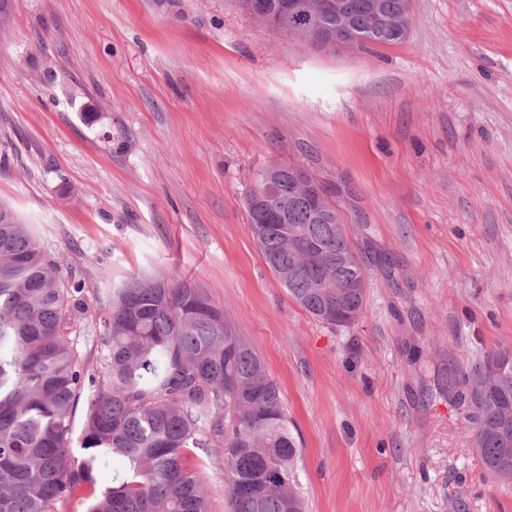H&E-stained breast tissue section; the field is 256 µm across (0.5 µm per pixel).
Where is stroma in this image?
Masks as SVG:
<instances>
[{
  "label": "stroma",
  "mask_w": 512,
  "mask_h": 512,
  "mask_svg": "<svg viewBox=\"0 0 512 512\" xmlns=\"http://www.w3.org/2000/svg\"><path fill=\"white\" fill-rule=\"evenodd\" d=\"M405 41L317 51L233 0H11L0 202L85 284L74 346L133 276L189 280L263 361L306 512H512L443 385L512 350V0H411ZM335 191L365 259L359 320L310 317L243 197L271 164ZM229 512L224 450H196Z\"/></svg>",
  "instance_id": "1"
}]
</instances>
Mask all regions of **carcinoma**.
I'll return each mask as SVG.
<instances>
[{
    "label": "carcinoma",
    "instance_id": "carcinoma-1",
    "mask_svg": "<svg viewBox=\"0 0 512 512\" xmlns=\"http://www.w3.org/2000/svg\"><path fill=\"white\" fill-rule=\"evenodd\" d=\"M303 42L332 48L339 36L365 49L405 40L411 16L402 0H340ZM291 166L257 171L244 207L263 262L288 296L313 319L347 327L362 312L366 276L336 200V223L317 224L295 196ZM271 181L279 214L253 201ZM56 256L43 249L11 209L0 205V512H57L80 496L87 512H211L209 495L189 459L192 449L224 448L230 512H306L297 476L298 442L288 427L278 384L224 311L189 281L133 277L112 289L101 318L104 372L81 364L70 340L86 314L84 285L66 282ZM92 394L80 448L72 453L77 401ZM448 393L470 411L471 447L493 478L512 483V351L492 350L472 367L448 374ZM125 462L114 486L96 492L109 456Z\"/></svg>",
    "mask_w": 512,
    "mask_h": 512
}]
</instances>
